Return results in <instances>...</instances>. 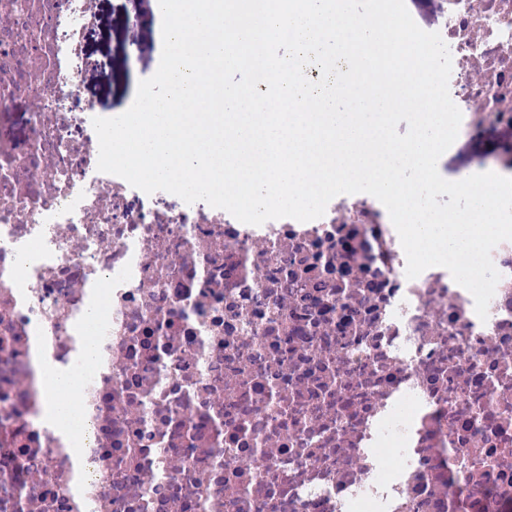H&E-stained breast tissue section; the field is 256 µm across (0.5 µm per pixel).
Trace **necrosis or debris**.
<instances>
[{
    "label": "necrosis or debris",
    "mask_w": 512,
    "mask_h": 512,
    "mask_svg": "<svg viewBox=\"0 0 512 512\" xmlns=\"http://www.w3.org/2000/svg\"><path fill=\"white\" fill-rule=\"evenodd\" d=\"M440 17L460 132L512 177V0ZM96 20L0 0V512H512V241L482 319L447 269L407 278L374 197L254 226L98 171ZM37 339L79 375L81 479Z\"/></svg>",
    "instance_id": "4bbe7bcc"
}]
</instances>
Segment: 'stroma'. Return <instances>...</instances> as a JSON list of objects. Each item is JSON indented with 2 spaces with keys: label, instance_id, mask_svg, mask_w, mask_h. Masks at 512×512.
<instances>
[{
  "label": "stroma",
  "instance_id": "obj_1",
  "mask_svg": "<svg viewBox=\"0 0 512 512\" xmlns=\"http://www.w3.org/2000/svg\"><path fill=\"white\" fill-rule=\"evenodd\" d=\"M155 0H97V23L80 40L91 65L82 97L105 114L124 111L135 85L153 75L157 63ZM488 140L459 141L444 154L440 173L457 181L470 158L490 154Z\"/></svg>",
  "mask_w": 512,
  "mask_h": 512
}]
</instances>
